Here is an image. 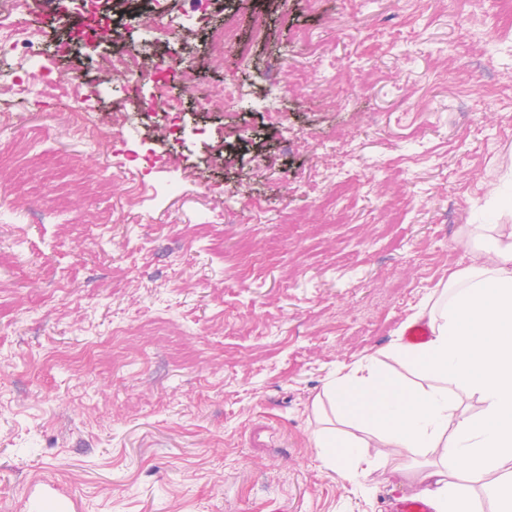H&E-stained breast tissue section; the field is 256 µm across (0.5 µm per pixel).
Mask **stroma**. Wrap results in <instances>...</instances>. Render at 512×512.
<instances>
[{"label":"stroma","instance_id":"stroma-1","mask_svg":"<svg viewBox=\"0 0 512 512\" xmlns=\"http://www.w3.org/2000/svg\"><path fill=\"white\" fill-rule=\"evenodd\" d=\"M268 11L256 65L200 68L199 81L238 74L252 94L231 112L189 108L182 143L163 144L160 113L112 125L108 87L95 142L74 137L63 103L11 97L0 59V148L40 154L0 173V505L33 482L67 486L84 512H388L420 486L373 467L342 479L310 442L325 386L403 338L450 272L471 265L468 224L512 226L489 191L512 179V29L490 37L494 0H215L169 52L203 56L208 28L236 13L248 29ZM113 31L102 49L74 48L65 69L96 77L100 51L154 52L149 0H104ZM334 50L308 68L294 41ZM299 70L284 90L287 130L269 128L255 96L269 71ZM335 99V108L325 105ZM177 154L186 180L155 172L150 151ZM132 155L154 188L124 222L97 224L129 187L112 159ZM265 169L257 171L256 158ZM352 180L335 209L308 187ZM260 199L232 222L204 225V185ZM68 213L43 222L50 189ZM249 244L259 260L240 267Z\"/></svg>","mask_w":512,"mask_h":512}]
</instances>
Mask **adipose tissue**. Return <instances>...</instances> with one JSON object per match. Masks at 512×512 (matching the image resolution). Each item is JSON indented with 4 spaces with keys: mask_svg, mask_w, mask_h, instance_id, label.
Wrapping results in <instances>:
<instances>
[{
    "mask_svg": "<svg viewBox=\"0 0 512 512\" xmlns=\"http://www.w3.org/2000/svg\"><path fill=\"white\" fill-rule=\"evenodd\" d=\"M478 261L452 273L441 295L425 300L414 321L430 338L399 342L388 358L418 368L423 381L398 380L375 358L361 360L327 385L332 414L312 434L320 457L344 479L387 462L392 449L432 457L412 472L434 512H478L458 472L487 481L493 512H512V233L466 225ZM483 405L467 414L465 400Z\"/></svg>",
    "mask_w": 512,
    "mask_h": 512,
    "instance_id": "ef3b65f1",
    "label": "adipose tissue"
}]
</instances>
